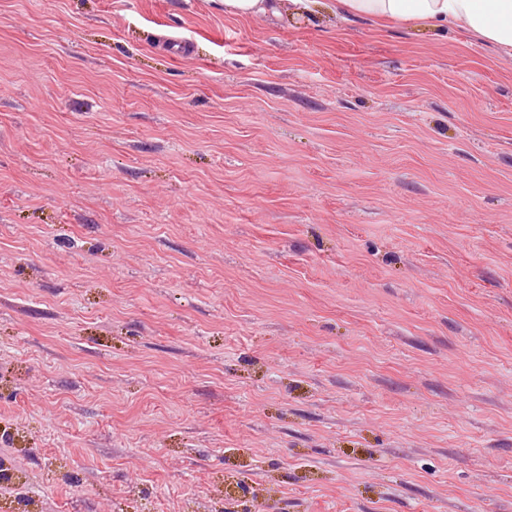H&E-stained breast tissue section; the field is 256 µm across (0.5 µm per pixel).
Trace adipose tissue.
<instances>
[{"label": "adipose tissue", "instance_id": "ef3b65f1", "mask_svg": "<svg viewBox=\"0 0 512 512\" xmlns=\"http://www.w3.org/2000/svg\"><path fill=\"white\" fill-rule=\"evenodd\" d=\"M312 0H224L233 17L301 15ZM336 13L373 20L417 21L479 36L512 55V0H334Z\"/></svg>", "mask_w": 512, "mask_h": 512}]
</instances>
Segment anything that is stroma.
Masks as SVG:
<instances>
[{
	"label": "stroma",
	"mask_w": 512,
	"mask_h": 512,
	"mask_svg": "<svg viewBox=\"0 0 512 512\" xmlns=\"http://www.w3.org/2000/svg\"><path fill=\"white\" fill-rule=\"evenodd\" d=\"M0 512H512V56L0 0Z\"/></svg>",
	"instance_id": "1"
}]
</instances>
